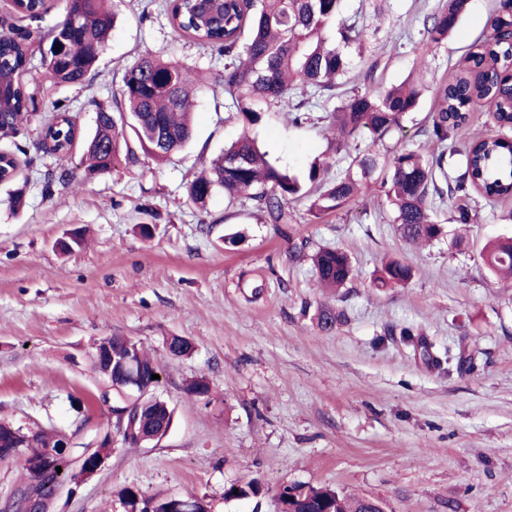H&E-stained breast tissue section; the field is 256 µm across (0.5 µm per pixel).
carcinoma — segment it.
<instances>
[{
    "label": "carcinoma",
    "mask_w": 512,
    "mask_h": 512,
    "mask_svg": "<svg viewBox=\"0 0 512 512\" xmlns=\"http://www.w3.org/2000/svg\"><path fill=\"white\" fill-rule=\"evenodd\" d=\"M170 22L179 33L224 56L220 83L224 86L226 109L246 125L259 122L261 113L277 107L291 113L295 123L305 120V110L316 106L328 113L336 130V152L349 148V140L367 133L377 143L401 129L405 116L419 105L420 87L413 82L380 90L373 85L352 94L343 89L351 69L345 49L368 40L367 28L357 21H343L337 29L338 44L324 36L329 23L340 13L342 0H169ZM105 0H65L64 19L36 35L16 37L0 21V125L14 131L26 113H35V92L19 81L29 64L33 46H47L41 63L55 85L83 86L90 79L106 39L114 28L116 12L104 7ZM467 0H446L422 22L427 44L448 39L465 10ZM512 18L499 17L485 37L465 56L466 74L439 88L440 105L433 112L430 138L438 151L425 156L416 150H395L379 158L357 153L347 167L331 174L332 164L313 163L302 176L290 173L272 160L249 134L241 135L224 148L213 168L196 177L188 188L189 199L203 204L218 191L228 202L245 195L256 202L273 224H290L288 202L311 193L318 194L310 205L315 215L345 208L374 174L381 176L387 202L394 211L393 223L408 243H429L444 235L437 220V207L445 198L457 201L456 221L470 223L469 192L488 199L512 195V141L488 137L469 143L460 152L448 145L465 130L468 112L488 105L501 127L512 128V41L507 30ZM60 49H55V44ZM200 87L189 68L175 61L146 55L125 67L122 85L109 106L96 109L92 134H82L68 112L52 106L43 122L45 138L52 143L48 153L58 164L69 160L73 147L83 140L92 172H109L126 161L135 164L138 153L155 159L180 151L191 138L190 107L193 91ZM20 146L0 149V159L12 181ZM319 281L340 288L355 279L357 271L348 255L339 249H321L311 255ZM483 261L496 275L512 276V239L485 247ZM412 278V268L395 259L384 262L376 281L402 285ZM112 354V399L124 397L126 381L118 372L130 363L143 384L152 382L158 366L135 341L122 336L103 339ZM166 347L173 358L187 356L191 343L171 336ZM173 410L165 411L150 398L134 401L132 417L122 436L129 446L145 444L161 430L170 428ZM59 444V434L40 431L28 443L25 454L36 458L46 448ZM40 478L35 491L52 504L54 486L70 477L65 459ZM263 492L255 479L229 486L224 497H257ZM126 512H174L169 496L145 499L137 490L121 491ZM279 512H384L380 503L351 496L327 486L285 485L277 495Z\"/></svg>",
    "instance_id": "carcinoma-1"
}]
</instances>
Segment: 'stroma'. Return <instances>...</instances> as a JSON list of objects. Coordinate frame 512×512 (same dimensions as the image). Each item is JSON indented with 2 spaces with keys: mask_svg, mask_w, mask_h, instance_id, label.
I'll return each mask as SVG.
<instances>
[{
  "mask_svg": "<svg viewBox=\"0 0 512 512\" xmlns=\"http://www.w3.org/2000/svg\"><path fill=\"white\" fill-rule=\"evenodd\" d=\"M439 2L343 0L341 13L373 31L348 51L352 88L369 75L384 88L409 77L422 84L417 110L391 139L422 153L433 148L426 130L438 89L502 10V0H468L448 39L429 46L422 21ZM143 53L204 78L190 143L169 160L144 156L106 174L88 171L79 145L68 179L45 186L56 161L42 146L40 113L59 104L91 131L97 105L111 103L124 67ZM223 69V56L173 30L167 0H122L89 86L51 84L36 57L23 73L39 115L17 136L16 179L0 183V420L92 439L105 411L94 407L88 428L73 401L102 391L90 354L111 336L154 358L156 394L174 411L162 439L114 442L102 469L55 512H125L127 486L146 498L194 495L209 512H275L284 484L371 497L386 512H512V279L482 260L487 241L512 236V197L471 194L470 224L445 202L447 234L428 246L397 234L376 178L319 219L310 198L291 202V224L269 223L248 199L227 205L220 193L194 205L193 177L247 131L224 110L215 83ZM327 124L317 109L295 125L274 108L247 132L302 174L334 161ZM73 230L84 244L60 252ZM321 248L346 252L358 277L321 288L310 260ZM390 258L413 267L407 285L375 283ZM324 306L343 314L330 332L317 325ZM405 328L419 346L403 341ZM171 336L191 341L192 354L171 358ZM196 377L208 381V399L186 393ZM249 479L262 496L225 500L226 486Z\"/></svg>",
  "mask_w": 512,
  "mask_h": 512,
  "instance_id": "1",
  "label": "stroma"
}]
</instances>
